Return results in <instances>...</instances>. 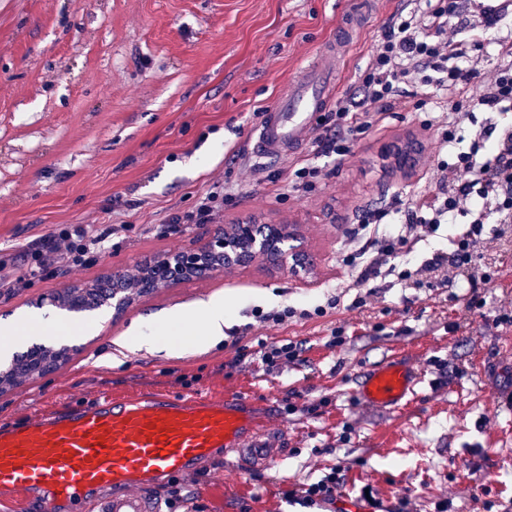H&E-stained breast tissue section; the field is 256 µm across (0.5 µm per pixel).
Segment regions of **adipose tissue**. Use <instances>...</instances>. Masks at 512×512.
Returning a JSON list of instances; mask_svg holds the SVG:
<instances>
[{
    "label": "adipose tissue",
    "mask_w": 512,
    "mask_h": 512,
    "mask_svg": "<svg viewBox=\"0 0 512 512\" xmlns=\"http://www.w3.org/2000/svg\"><path fill=\"white\" fill-rule=\"evenodd\" d=\"M164 322L178 324L182 329L179 342L166 344L154 335L123 336L115 340L118 351L148 350L179 357L192 350H203L224 339V298L217 295L197 303L192 309H176L163 317Z\"/></svg>",
    "instance_id": "adipose-tissue-1"
}]
</instances>
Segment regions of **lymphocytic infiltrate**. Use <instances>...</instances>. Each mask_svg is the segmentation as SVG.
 Wrapping results in <instances>:
<instances>
[{"label":"lymphocytic infiltrate","instance_id":"lymphocytic-infiltrate-1","mask_svg":"<svg viewBox=\"0 0 512 512\" xmlns=\"http://www.w3.org/2000/svg\"><path fill=\"white\" fill-rule=\"evenodd\" d=\"M511 12L512 0H401L400 9L381 26L354 90L319 116L312 132L315 160L294 161L268 173V180L283 182L287 192H315L332 175L324 159L344 160L358 137L377 128L386 113L406 109L408 87L432 84L447 96L440 115L422 123L435 129L441 146L450 150L437 165V183L362 211L342 258L356 273L354 287L382 276L407 282L426 273L434 274L437 288L462 280L473 287L490 281L473 259L484 242L485 224L512 223V133L493 142L482 131L468 139L463 133L474 124L475 113L512 110V45L501 49L505 63L482 69L470 63L487 31ZM231 197L223 182H214L190 216L167 217L165 234L179 233L187 220L218 223ZM393 214L401 215V223L384 230L385 219ZM458 215L467 217L470 227L454 239L451 252L434 254L413 270L397 268L395 260L409 243ZM114 231L111 225L74 224L52 233L36 250L32 265L10 280V288L19 290L45 273L87 265L89 257L103 252Z\"/></svg>","mask_w":512,"mask_h":512}]
</instances>
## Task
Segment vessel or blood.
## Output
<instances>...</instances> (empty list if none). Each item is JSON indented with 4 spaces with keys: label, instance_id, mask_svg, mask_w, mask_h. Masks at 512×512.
Segmentation results:
<instances>
[{
    "label": "vessel or blood",
    "instance_id": "1",
    "mask_svg": "<svg viewBox=\"0 0 512 512\" xmlns=\"http://www.w3.org/2000/svg\"><path fill=\"white\" fill-rule=\"evenodd\" d=\"M344 36L326 41L289 83L252 132L258 159H284L308 143L317 118L337 93L350 36L370 0H353ZM423 377L392 354L358 384L363 401L402 410ZM245 397L143 391L106 396L27 423L0 421V512H21L32 494L50 491L40 512H56L57 500L86 494L84 512H164L153 489L165 479L205 462L219 448L238 462L273 466L284 443L267 437L264 419L246 414Z\"/></svg>",
    "mask_w": 512,
    "mask_h": 512
}]
</instances>
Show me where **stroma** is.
<instances>
[{
	"label": "stroma",
	"instance_id": "35a3bbf8",
	"mask_svg": "<svg viewBox=\"0 0 512 512\" xmlns=\"http://www.w3.org/2000/svg\"><path fill=\"white\" fill-rule=\"evenodd\" d=\"M398 0H376L338 76L353 90L380 26ZM348 0H0V262L25 270L43 238L67 224H112L116 231L90 266L34 279L25 289L0 285V322L21 323L41 298L165 253L191 251L216 237L214 224H191L163 238L157 227L194 210L213 181L233 186L225 223L254 215L294 221L293 245L310 269L278 273L257 261L194 277L141 296L121 314L55 311L68 359L56 370L0 394V418L21 422L72 403L143 390L209 395L244 392L268 429L288 437L274 466L242 472L223 450L157 495H178V512H301L287 492L343 465L339 512H353L364 486L384 507L407 496L419 512L441 498L471 512L482 488L512 494V411L493 391L512 390V230L486 225L478 263L491 280L483 310H468L471 290L446 291L369 281L373 295L351 309L352 272L341 260L346 232L362 209L436 182L438 142L420 128L431 118L424 91L418 108L388 113L359 139L352 156L318 193L295 199L278 182L256 181L248 146L261 111L339 30ZM416 135L423 144L410 173L391 169L381 152ZM464 218L440 225L400 255L418 267L452 249ZM223 294L225 330L248 326V354L216 345L176 358L145 350L111 360L112 340L152 315L192 308ZM340 296L342 309L284 326H250L253 308H313ZM346 342L329 346L332 331ZM302 342L299 361L269 367L258 340ZM400 352L424 384L405 410L392 412L354 394L361 374Z\"/></svg>",
	"mask_w": 512,
	"mask_h": 512
}]
</instances>
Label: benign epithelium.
<instances>
[{
  "instance_id": "benign-epithelium-1",
  "label": "benign epithelium",
  "mask_w": 512,
  "mask_h": 512,
  "mask_svg": "<svg viewBox=\"0 0 512 512\" xmlns=\"http://www.w3.org/2000/svg\"><path fill=\"white\" fill-rule=\"evenodd\" d=\"M294 237L292 225L283 221L277 224L260 226L253 218L236 221L224 237L208 241L196 251H185L174 255H165L156 260L152 276L160 288H172L184 281V275L197 265L201 253H209L224 258V271L239 266L242 249L249 250L253 259L266 260L268 253L277 252L276 265L288 267L292 273L304 268L299 253H287L284 244Z\"/></svg>"
}]
</instances>
